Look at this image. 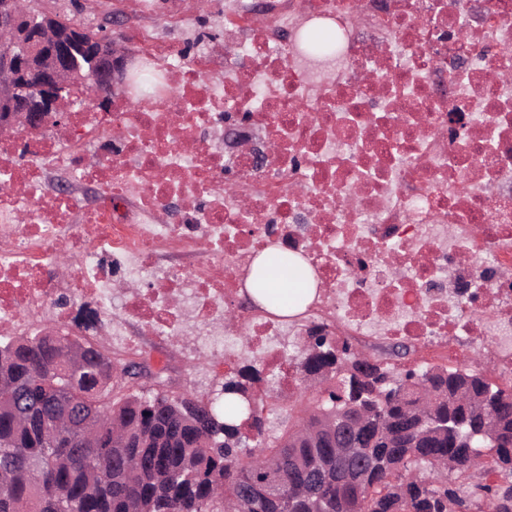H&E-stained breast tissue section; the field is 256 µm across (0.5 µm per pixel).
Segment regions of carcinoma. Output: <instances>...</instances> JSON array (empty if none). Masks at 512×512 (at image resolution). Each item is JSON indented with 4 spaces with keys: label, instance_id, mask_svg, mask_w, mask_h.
Wrapping results in <instances>:
<instances>
[{
    "label": "carcinoma",
    "instance_id": "obj_1",
    "mask_svg": "<svg viewBox=\"0 0 512 512\" xmlns=\"http://www.w3.org/2000/svg\"><path fill=\"white\" fill-rule=\"evenodd\" d=\"M310 56L335 51L329 31H310ZM318 353L297 366L320 385L298 422L271 433L248 395L261 372L243 365L207 393L151 397L139 374L90 340L65 330L0 342V512H471L477 499L512 512V387L473 369L413 366L396 371L333 336L308 328ZM28 394L17 421L13 393ZM93 414L112 432L94 455L53 444L46 404L56 396ZM369 424L353 429L355 453L336 459L325 430L354 409ZM454 412L469 446L430 430V413ZM497 480L462 489L458 479ZM52 480L37 490L39 478Z\"/></svg>",
    "mask_w": 512,
    "mask_h": 512
}]
</instances>
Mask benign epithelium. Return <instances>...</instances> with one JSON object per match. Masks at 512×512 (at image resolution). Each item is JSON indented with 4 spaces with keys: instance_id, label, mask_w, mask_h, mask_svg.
<instances>
[{
    "instance_id": "1",
    "label": "benign epithelium",
    "mask_w": 512,
    "mask_h": 512,
    "mask_svg": "<svg viewBox=\"0 0 512 512\" xmlns=\"http://www.w3.org/2000/svg\"><path fill=\"white\" fill-rule=\"evenodd\" d=\"M84 29L60 24V14L39 0H0V131H39L48 122L69 119L63 93L88 82L106 92H125L133 56L101 32L83 44ZM57 425L84 439L90 456L96 442L89 437L92 418L69 403L54 408Z\"/></svg>"
}]
</instances>
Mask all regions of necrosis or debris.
<instances>
[{"mask_svg":"<svg viewBox=\"0 0 512 512\" xmlns=\"http://www.w3.org/2000/svg\"><path fill=\"white\" fill-rule=\"evenodd\" d=\"M231 2L223 66L147 28L134 38L161 75L149 102L0 137V335L38 320L80 334L73 305L91 297L120 311L124 350L191 326L228 373L249 337L289 400L302 324L243 287L280 246L320 280L303 324L426 363L488 343L512 385V0ZM318 18L339 33L324 62L300 43ZM58 169L100 201L49 192ZM62 254L77 262L63 275Z\"/></svg>","mask_w":512,"mask_h":512,"instance_id":"necrosis-or-debris-1","label":"necrosis or debris"}]
</instances>
